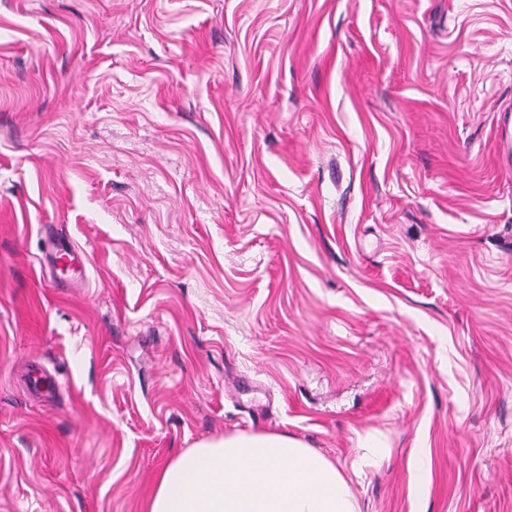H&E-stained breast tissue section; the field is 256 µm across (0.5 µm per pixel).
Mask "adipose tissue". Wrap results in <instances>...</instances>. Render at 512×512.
Masks as SVG:
<instances>
[{"label": "adipose tissue", "mask_w": 512, "mask_h": 512, "mask_svg": "<svg viewBox=\"0 0 512 512\" xmlns=\"http://www.w3.org/2000/svg\"><path fill=\"white\" fill-rule=\"evenodd\" d=\"M148 512H358L344 473L284 433L204 441L160 473Z\"/></svg>", "instance_id": "adipose-tissue-1"}]
</instances>
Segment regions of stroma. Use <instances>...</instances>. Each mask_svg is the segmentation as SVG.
Here are the masks:
<instances>
[{
	"mask_svg": "<svg viewBox=\"0 0 512 512\" xmlns=\"http://www.w3.org/2000/svg\"><path fill=\"white\" fill-rule=\"evenodd\" d=\"M509 103L512 0H0V512L251 431L512 512Z\"/></svg>",
	"mask_w": 512,
	"mask_h": 512,
	"instance_id": "obj_1",
	"label": "stroma"
}]
</instances>
